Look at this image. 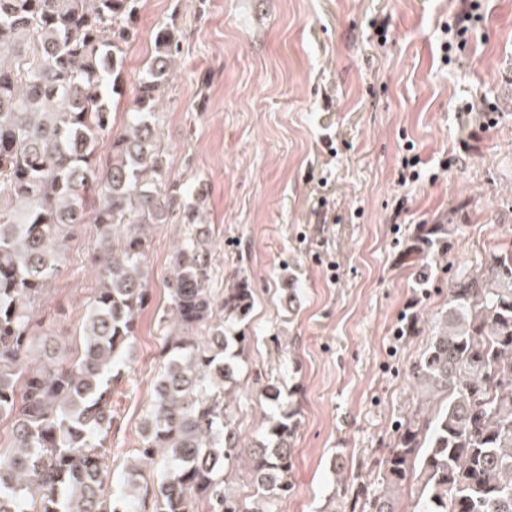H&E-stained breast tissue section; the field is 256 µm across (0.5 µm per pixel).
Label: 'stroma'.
<instances>
[{"instance_id": "stroma-1", "label": "stroma", "mask_w": 512, "mask_h": 512, "mask_svg": "<svg viewBox=\"0 0 512 512\" xmlns=\"http://www.w3.org/2000/svg\"><path fill=\"white\" fill-rule=\"evenodd\" d=\"M163 22L183 34L158 121L170 173L205 198L215 291L237 272L254 288L239 429L259 432L256 377L293 391L296 488L278 512H322L334 458L347 485L377 487L448 308V266L512 248V0H142L114 126ZM451 218L440 263L402 260L420 225ZM181 235H151V301L112 396L116 486L140 444ZM97 246L94 224L75 230L34 310L48 340L78 332Z\"/></svg>"}]
</instances>
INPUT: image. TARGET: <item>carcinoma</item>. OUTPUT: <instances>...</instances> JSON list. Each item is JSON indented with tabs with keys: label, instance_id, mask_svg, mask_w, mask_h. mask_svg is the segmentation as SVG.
<instances>
[{
	"label": "carcinoma",
	"instance_id": "carcinoma-1",
	"mask_svg": "<svg viewBox=\"0 0 512 512\" xmlns=\"http://www.w3.org/2000/svg\"><path fill=\"white\" fill-rule=\"evenodd\" d=\"M140 0H0V512H277L294 492L299 406L274 379L258 397V439L238 427L239 363L254 288L243 274L217 295L199 204L169 174L156 132L181 34L157 26L124 126L112 123ZM110 136L100 165L97 145ZM98 232L95 289L70 356L39 342L33 312L88 215ZM176 222L162 366L120 488L110 487L112 386L151 300V233ZM446 224L408 255L429 257ZM416 408L382 460L380 488L351 512H512V250L448 284V312L412 369ZM254 499L237 494L236 471Z\"/></svg>",
	"mask_w": 512,
	"mask_h": 512
}]
</instances>
